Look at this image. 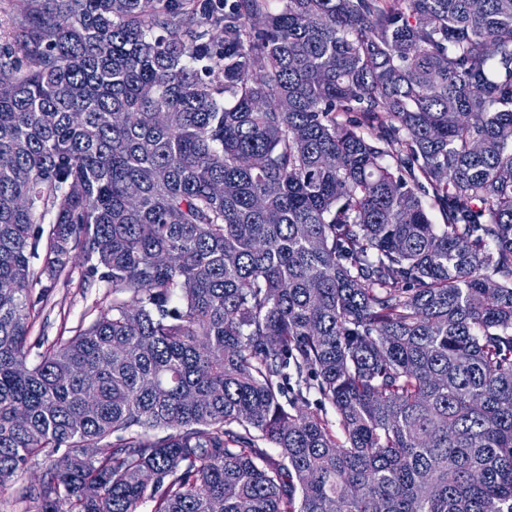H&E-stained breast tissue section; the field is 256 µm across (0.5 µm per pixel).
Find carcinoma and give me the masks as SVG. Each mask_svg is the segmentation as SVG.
I'll use <instances>...</instances> for the list:
<instances>
[{
	"instance_id": "cac0c4a2",
	"label": "carcinoma",
	"mask_w": 512,
	"mask_h": 512,
	"mask_svg": "<svg viewBox=\"0 0 512 512\" xmlns=\"http://www.w3.org/2000/svg\"><path fill=\"white\" fill-rule=\"evenodd\" d=\"M266 2L13 0L0 489L512 512V0ZM75 254L109 313L32 360ZM44 467L41 459L30 462L12 485L0 491V512H24L26 503L22 499V492L27 486L38 482Z\"/></svg>"
}]
</instances>
